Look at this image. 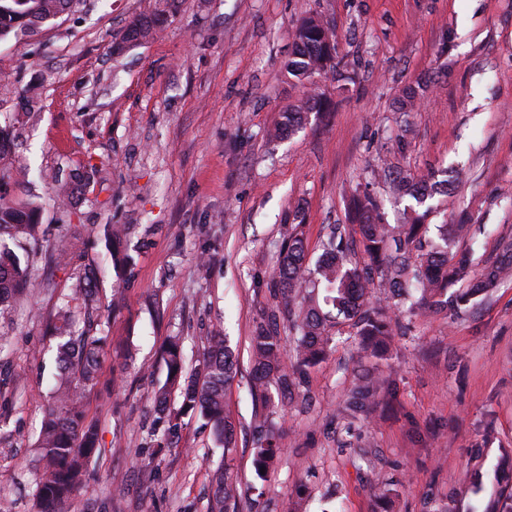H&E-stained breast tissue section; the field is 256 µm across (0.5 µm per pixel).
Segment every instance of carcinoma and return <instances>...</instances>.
<instances>
[{"label":"carcinoma","instance_id":"1","mask_svg":"<svg viewBox=\"0 0 512 512\" xmlns=\"http://www.w3.org/2000/svg\"><path fill=\"white\" fill-rule=\"evenodd\" d=\"M74 0H0V39L18 35L29 25L48 23L69 11ZM181 0H148L126 25L117 49L134 46L156 35L180 10ZM293 50L285 64L288 80L309 87L302 104L283 113L274 139H282L301 127L310 112L329 111V102L319 91L316 78L336 73L337 41L334 30L316 17L303 19L292 32ZM10 131L0 127V240L24 239L37 244L45 237L40 207L32 201L12 198L7 186L16 179L19 159L8 149ZM390 192L409 197L401 224H389L380 204L368 195L351 202L352 223L359 228L363 260L355 259L352 244L335 226L322 244V255L314 263L306 241L293 231L281 249L274 288L287 314L293 335L294 368L286 369L283 336L273 316L258 324L250 338L253 390L267 399L268 386L276 384L293 401L307 369L320 363L332 342L331 329L349 321L358 346L366 358L383 360L390 351L397 314L421 305L445 306L457 315L477 298L512 280V239H503L495 256L488 259L474 247L478 228L474 224L436 226L442 244L429 238L433 206L426 201L437 193L435 173L415 175L389 171ZM110 258L116 266H127L130 257L120 250L127 228L104 227ZM77 245L59 236L51 255L56 263L73 269V288L57 306L50 323L54 341L55 371L50 376L48 406L37 440L36 498L38 512H82L79 499L100 448L98 426L87 419V392L98 384L100 361L108 336L97 329L100 307L96 299L97 268L93 262L73 266ZM34 279L29 265L6 246L0 245V318L9 313L13 300L31 292ZM82 316L83 329L74 326ZM162 363L166 383L154 394V412L164 423L159 446H168L182 418L197 416L210 426L218 447H237V424L224 408V389L238 372L234 355L219 329L202 342L199 368H185L180 338L163 345ZM384 381L379 372L358 376L343 411L355 414L380 397ZM180 406L171 408L172 392ZM253 429L261 435L253 448L255 471L269 469L281 454L268 432L267 418L258 416ZM242 492L236 479L223 467L213 471L207 512H237Z\"/></svg>","mask_w":512,"mask_h":512}]
</instances>
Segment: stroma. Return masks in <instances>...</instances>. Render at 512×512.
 <instances>
[{
  "label": "stroma",
  "instance_id": "35a3bbf8",
  "mask_svg": "<svg viewBox=\"0 0 512 512\" xmlns=\"http://www.w3.org/2000/svg\"><path fill=\"white\" fill-rule=\"evenodd\" d=\"M145 0H75L52 24L0 41V125L29 166L11 196L41 207V221L78 236L100 269L109 340L86 414L101 457L82 493L88 512H207L211 470L239 479L242 512H381L373 494L395 491L392 512L426 502L468 512L459 489L484 475V512H512V282L466 315L421 309L399 316L378 401L341 416L357 370L371 367L351 325L333 328L327 358L308 371L291 407L262 406L251 390L250 336L278 298L279 252L300 227L317 257L330 225L348 223L352 194L394 200L382 164L418 174L448 169L451 196L434 197L432 223L459 213L484 225L481 250L512 237V0H182L154 39L113 44ZM320 16L334 28L351 79H321L331 110L282 140L267 131L304 92L284 64L291 33ZM422 85L417 108L397 101ZM88 185L59 206L57 178ZM124 224L132 276L110 262L103 228ZM36 288L0 320V501L36 512L35 439L54 368L46 324L70 269L30 247ZM220 325L235 353L224 405L241 429L230 454L196 418L176 447L157 451L154 392L166 379L161 349L181 336L187 369ZM282 454L265 480L252 457L255 414Z\"/></svg>",
  "mask_w": 512,
  "mask_h": 512
}]
</instances>
